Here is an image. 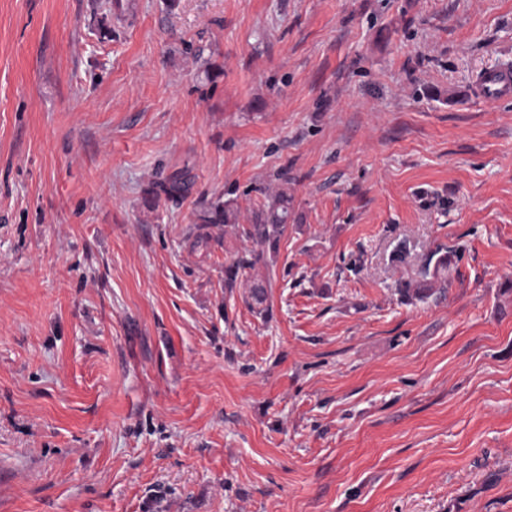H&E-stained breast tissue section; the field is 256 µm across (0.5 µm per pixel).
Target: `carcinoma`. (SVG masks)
Returning <instances> with one entry per match:
<instances>
[{"instance_id":"cac0c4a2","label":"carcinoma","mask_w":512,"mask_h":512,"mask_svg":"<svg viewBox=\"0 0 512 512\" xmlns=\"http://www.w3.org/2000/svg\"><path fill=\"white\" fill-rule=\"evenodd\" d=\"M191 179L184 173H175L164 181L152 185L145 190L144 204L147 209L156 208L160 197L168 200H180L190 193ZM293 198L288 190L280 189L267 197L266 201L252 212L250 224L243 228L244 239L253 244V248L244 249V254L238 256L224 268V286L231 288L239 279H244L248 285L246 303L257 313L265 311L269 278L258 272L259 266L265 263V248L277 251L279 241L288 228L292 219ZM239 223L238 208L235 200L212 202L203 207L197 215L195 235L192 245L200 246L212 238L210 228L215 224L226 227ZM448 268V253L438 248L433 251L422 264L420 280L416 284L406 283L399 289L401 299L408 301L417 296L424 298L431 295L434 284Z\"/></svg>"}]
</instances>
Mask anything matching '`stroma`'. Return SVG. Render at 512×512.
Listing matches in <instances>:
<instances>
[{
  "label": "stroma",
  "mask_w": 512,
  "mask_h": 512,
  "mask_svg": "<svg viewBox=\"0 0 512 512\" xmlns=\"http://www.w3.org/2000/svg\"><path fill=\"white\" fill-rule=\"evenodd\" d=\"M505 60L512 0H0V512H512ZM283 169L260 315L190 232ZM475 88L481 99H502L512 96V68L500 66L477 76ZM191 179L184 173H175L160 183L145 190L144 204L148 210H154L163 194L168 200H180L190 193ZM447 268L448 252L442 253V249H436L422 264L419 271L420 280L415 285L408 282L405 283L402 288H399L401 299L403 301H409L413 296H419L420 299L425 296H430L438 277L441 276Z\"/></svg>",
  "instance_id": "1"
}]
</instances>
